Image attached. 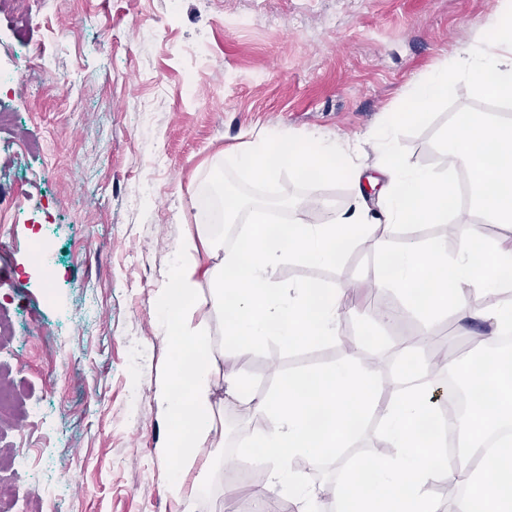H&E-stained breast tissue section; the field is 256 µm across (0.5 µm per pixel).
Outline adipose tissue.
<instances>
[{"label":"adipose tissue","mask_w":512,"mask_h":512,"mask_svg":"<svg viewBox=\"0 0 512 512\" xmlns=\"http://www.w3.org/2000/svg\"><path fill=\"white\" fill-rule=\"evenodd\" d=\"M482 33L479 46L456 49L440 69L411 81L391 109L389 134L376 163L382 177V218L361 207L330 212L321 224L307 223L298 214L272 234L267 209L256 207L232 247H225L223 236L207 224L196 225L177 242L179 262L157 300L164 314L163 335L173 352L158 407L168 424L162 451L176 461L168 487L174 500L184 501L188 475L201 478L212 469V462H199L198 450L223 445L222 396L228 393L266 422L242 453L258 470L254 488L259 496L299 484V475L289 467L294 458L313 464L338 458L351 444L353 426L372 411L383 410L389 454L357 464L348 475L321 486L319 493L299 494L292 501L294 512H315L323 494L336 501L339 512H436L426 487L438 475L468 488L456 512H512V436L496 453L483 455L479 465L437 470L439 441L416 430L437 412L440 384L427 363L415 364L413 375L395 380L393 398L384 405L377 398L373 370L349 356L330 368L288 378L275 397L256 401L244 381L221 375L208 327L197 318V294L206 285L214 310L225 318V334L238 351L257 350L272 340L287 348L330 340L346 312V289L317 282L286 287L274 271L293 257L333 264L344 248L370 240L382 260L380 277L403 292L407 309L433 319L438 297L450 294L461 320L490 324L497 336L512 334L511 123L463 112L446 142L449 167L470 170L472 203L503 227L499 238L461 236L451 258L434 241L393 249L373 237L381 221L390 228L447 223L452 182L409 164L395 133L423 115L449 78L461 77L495 93L512 88V0H501ZM239 163L255 179L268 182L285 167L332 180L337 175L336 142L320 135L302 145L260 139L240 153ZM201 250L213 258V265L198 261Z\"/></svg>","instance_id":"obj_1"}]
</instances>
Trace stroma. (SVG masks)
Masks as SVG:
<instances>
[{
  "mask_svg": "<svg viewBox=\"0 0 512 512\" xmlns=\"http://www.w3.org/2000/svg\"><path fill=\"white\" fill-rule=\"evenodd\" d=\"M499 0H0V385L42 407L38 419L0 417V483L37 512H208L236 480L225 457L265 428L242 417L224 424V445L199 449L215 467L204 494L177 505L160 448L167 424L157 409L172 351L156 300L175 261L174 243L205 220L203 200L223 207L216 186L242 189L247 207L279 208L312 195L343 210L361 192L349 167L374 175L375 145L387 109L406 85L460 46L477 42ZM512 121V101L456 77L424 117L396 138L407 160L433 175L470 179L448 168L445 138L456 114ZM281 132L296 142L338 137L343 173L318 185L285 171L271 184L250 180L240 150ZM494 239L471 204L444 224L394 228L390 247L438 241L455 255L463 234ZM51 257L53 277L32 260ZM378 263L372 244L333 265L291 258L275 270L285 285L348 287ZM207 310L222 371L264 399L289 376L330 366L339 339L289 350L277 343L237 354L222 316ZM416 316L386 323L351 313L370 329L368 356L384 383ZM383 415L364 422L342 460L295 461L306 488L335 481L341 464L377 454ZM28 457L12 463L15 453Z\"/></svg>",
  "mask_w": 512,
  "mask_h": 512,
  "instance_id": "35a3bbf8",
  "label": "stroma"
}]
</instances>
